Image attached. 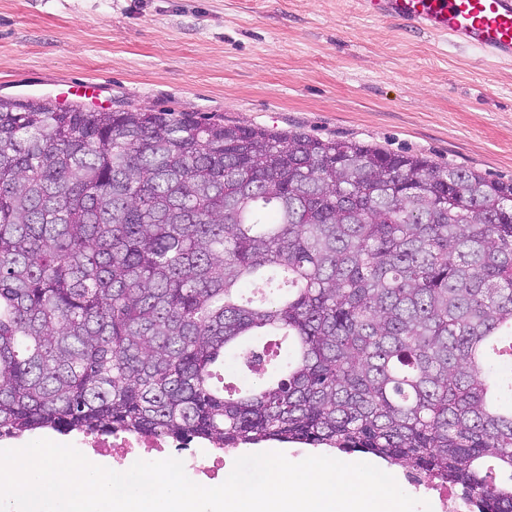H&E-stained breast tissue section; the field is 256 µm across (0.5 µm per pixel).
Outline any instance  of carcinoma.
Segmentation results:
<instances>
[{"label":"carcinoma","mask_w":512,"mask_h":512,"mask_svg":"<svg viewBox=\"0 0 512 512\" xmlns=\"http://www.w3.org/2000/svg\"><path fill=\"white\" fill-rule=\"evenodd\" d=\"M42 429L369 453L512 512V181L0 99V435Z\"/></svg>","instance_id":"cac0c4a2"}]
</instances>
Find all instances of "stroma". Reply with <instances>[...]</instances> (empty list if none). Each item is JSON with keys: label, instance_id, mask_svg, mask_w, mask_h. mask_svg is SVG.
Segmentation results:
<instances>
[{"label": "stroma", "instance_id": "stroma-1", "mask_svg": "<svg viewBox=\"0 0 512 512\" xmlns=\"http://www.w3.org/2000/svg\"><path fill=\"white\" fill-rule=\"evenodd\" d=\"M22 96L299 130L512 180V65L355 0H0V97Z\"/></svg>", "mask_w": 512, "mask_h": 512}]
</instances>
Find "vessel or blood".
<instances>
[{"mask_svg":"<svg viewBox=\"0 0 512 512\" xmlns=\"http://www.w3.org/2000/svg\"><path fill=\"white\" fill-rule=\"evenodd\" d=\"M361 12L512 62V0H358Z\"/></svg>","mask_w":512,"mask_h":512,"instance_id":"vessel-or-blood-1","label":"vessel or blood"}]
</instances>
